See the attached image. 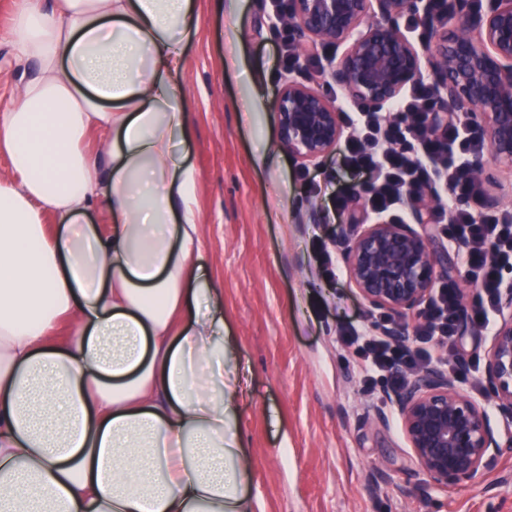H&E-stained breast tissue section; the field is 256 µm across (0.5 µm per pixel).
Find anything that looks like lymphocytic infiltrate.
I'll return each instance as SVG.
<instances>
[{"instance_id": "lymphocytic-infiltrate-1", "label": "lymphocytic infiltrate", "mask_w": 512, "mask_h": 512, "mask_svg": "<svg viewBox=\"0 0 512 512\" xmlns=\"http://www.w3.org/2000/svg\"><path fill=\"white\" fill-rule=\"evenodd\" d=\"M393 107L390 113L348 110L358 132L345 143V161L366 175L364 187L373 213L402 209L426 189L446 195L448 206L437 226L474 285L470 322L490 331L505 286L502 271L512 267V214L478 208L483 191L470 173V161L483 145L459 120L449 121L440 132L428 131L427 118L436 99L427 81L410 87ZM457 306L456 289L444 287L427 316L417 349L395 344L368 328L349 326L347 344L363 362V381L397 387L406 369L426 361L449 363L458 332Z\"/></svg>"}]
</instances>
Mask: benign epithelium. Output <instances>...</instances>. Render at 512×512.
Listing matches in <instances>:
<instances>
[{"label": "benign epithelium", "instance_id": "7a95c632", "mask_svg": "<svg viewBox=\"0 0 512 512\" xmlns=\"http://www.w3.org/2000/svg\"><path fill=\"white\" fill-rule=\"evenodd\" d=\"M279 19L302 41L306 54L341 51L324 81L374 112L382 111L423 74L438 107L428 116L437 130L455 116L470 122L486 152L473 163L479 183L502 164L512 166V0H282ZM412 19L430 32L417 44L400 27ZM278 146L305 163L336 149L348 124L336 100L290 81L272 103ZM439 205L434 191L413 201L415 223L396 216L368 218L352 198L342 258L368 314L387 320L385 334L409 343L424 330L422 317L441 287L448 255L416 225ZM499 324L484 356L483 380L506 428L495 431L483 405L462 391L440 364L406 377L383 392L398 415L417 473L451 490L493 470L512 451V288L501 294Z\"/></svg>", "mask_w": 512, "mask_h": 512}]
</instances>
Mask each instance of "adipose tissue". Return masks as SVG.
Returning <instances> with one entry per match:
<instances>
[{"mask_svg": "<svg viewBox=\"0 0 512 512\" xmlns=\"http://www.w3.org/2000/svg\"><path fill=\"white\" fill-rule=\"evenodd\" d=\"M193 17L192 0H27L13 16V62L35 75L0 112V512H253L182 150ZM99 207L106 234L84 222Z\"/></svg>", "mask_w": 512, "mask_h": 512, "instance_id": "ef3b65f1", "label": "adipose tissue"}]
</instances>
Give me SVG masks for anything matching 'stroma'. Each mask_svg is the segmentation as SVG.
<instances>
[{"label": "stroma", "mask_w": 512, "mask_h": 512, "mask_svg": "<svg viewBox=\"0 0 512 512\" xmlns=\"http://www.w3.org/2000/svg\"><path fill=\"white\" fill-rule=\"evenodd\" d=\"M196 4L177 81L192 133L185 155L198 176L202 260L224 290L242 378L238 424L256 512H512V455L450 491L422 482L396 413L376 422L382 389L363 386L341 336L371 323L339 260L346 214L334 208L340 193L363 191L364 179L338 150L316 166L289 156L270 109L288 80L324 88L320 72L334 51L287 71L271 0ZM231 51L240 64L229 70ZM322 245L336 259L329 273Z\"/></svg>", "instance_id": "obj_1"}]
</instances>
